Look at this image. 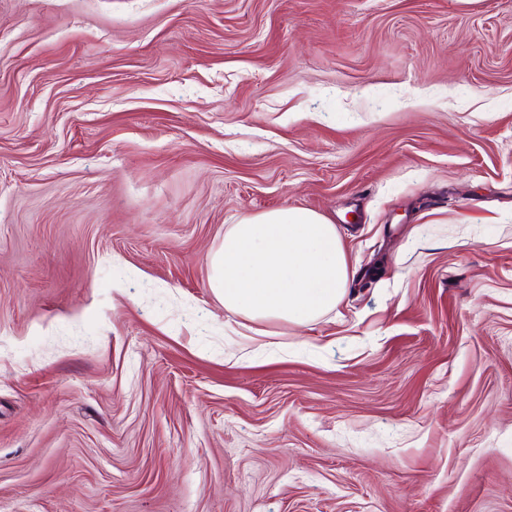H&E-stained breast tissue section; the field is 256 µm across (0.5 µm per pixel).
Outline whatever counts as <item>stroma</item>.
Wrapping results in <instances>:
<instances>
[{
  "label": "stroma",
  "instance_id": "obj_1",
  "mask_svg": "<svg viewBox=\"0 0 512 512\" xmlns=\"http://www.w3.org/2000/svg\"><path fill=\"white\" fill-rule=\"evenodd\" d=\"M286 206L273 353L209 255ZM0 512H512V0H0ZM209 264L224 312L252 323L307 325L336 309L349 278L335 224L304 208L239 218Z\"/></svg>",
  "mask_w": 512,
  "mask_h": 512
}]
</instances>
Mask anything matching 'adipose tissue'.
<instances>
[{"label": "adipose tissue", "mask_w": 512, "mask_h": 512, "mask_svg": "<svg viewBox=\"0 0 512 512\" xmlns=\"http://www.w3.org/2000/svg\"><path fill=\"white\" fill-rule=\"evenodd\" d=\"M209 264L225 313L252 323L309 324L335 309L349 278L335 224L304 208L239 218Z\"/></svg>", "instance_id": "ef3b65f1"}]
</instances>
